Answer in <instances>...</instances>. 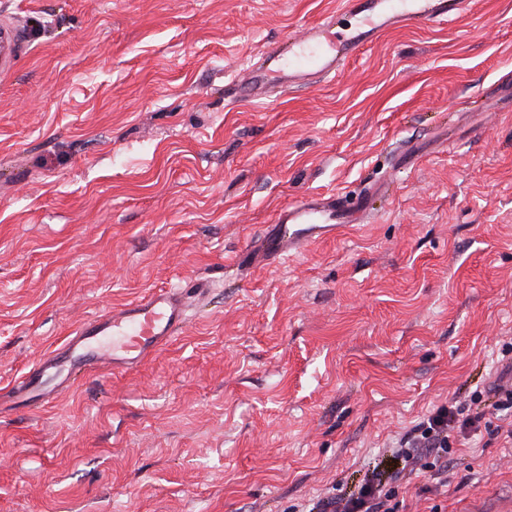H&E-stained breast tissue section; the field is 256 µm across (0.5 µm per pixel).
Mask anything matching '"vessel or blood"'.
Listing matches in <instances>:
<instances>
[{"mask_svg": "<svg viewBox=\"0 0 512 512\" xmlns=\"http://www.w3.org/2000/svg\"><path fill=\"white\" fill-rule=\"evenodd\" d=\"M470 8L471 0H338L336 8L303 27L287 45L266 46L258 61L236 80L234 94L262 100L337 76L366 43L383 34L457 18ZM19 42L17 28L0 26V60L5 65L14 63ZM388 190V184L375 183L353 198L340 191L305 194L265 225L240 266L251 269L282 263L311 243L335 237L340 229L368 223L372 199ZM191 299V287L178 284L83 319L63 344L40 355L0 395V406L36 411L72 389L78 375L137 371L180 334Z\"/></svg>", "mask_w": 512, "mask_h": 512, "instance_id": "1", "label": "vessel or blood"}]
</instances>
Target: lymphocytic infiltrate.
<instances>
[{
  "label": "lymphocytic infiltrate",
  "mask_w": 512,
  "mask_h": 512,
  "mask_svg": "<svg viewBox=\"0 0 512 512\" xmlns=\"http://www.w3.org/2000/svg\"><path fill=\"white\" fill-rule=\"evenodd\" d=\"M512 420V387L497 386L484 400L482 410L472 412L456 404L437 407L393 449L381 465L350 494L334 496L324 503L329 512H402L397 487L388 477L422 471L436 480L448 469V458L460 434L485 431L488 436L506 433L502 421Z\"/></svg>",
  "instance_id": "obj_1"
}]
</instances>
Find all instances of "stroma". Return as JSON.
I'll return each mask as SVG.
<instances>
[{
	"mask_svg": "<svg viewBox=\"0 0 512 512\" xmlns=\"http://www.w3.org/2000/svg\"><path fill=\"white\" fill-rule=\"evenodd\" d=\"M330 0H0V387L76 322L206 288L131 374L0 416V512H311L436 406L512 383V0L386 34L339 77L225 89ZM451 139L393 174L396 147ZM391 179L370 223L247 279L234 263L306 192ZM404 512H497L512 442L459 441ZM20 37L17 28L1 22L0 27V58L4 59L3 68L11 67L19 52Z\"/></svg>",
	"mask_w": 512,
	"mask_h": 512,
	"instance_id": "obj_1",
	"label": "stroma"
}]
</instances>
